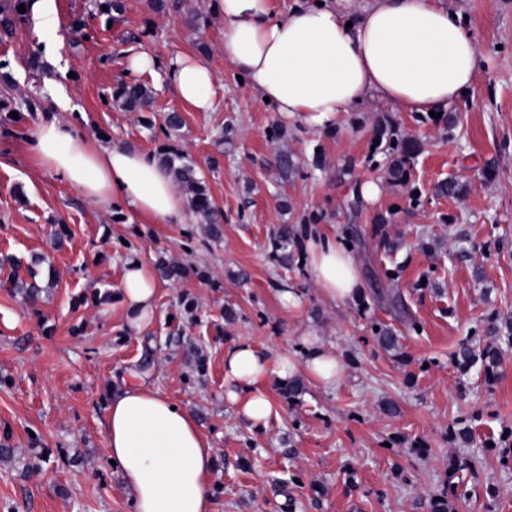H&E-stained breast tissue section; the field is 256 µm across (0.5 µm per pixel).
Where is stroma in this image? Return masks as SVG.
I'll use <instances>...</instances> for the list:
<instances>
[{"label":"stroma","instance_id":"stroma-1","mask_svg":"<svg viewBox=\"0 0 512 512\" xmlns=\"http://www.w3.org/2000/svg\"><path fill=\"white\" fill-rule=\"evenodd\" d=\"M443 2L466 16L480 46L472 92L438 118L372 102L327 131L239 83L216 0H189L192 28L155 0H122L119 14L101 0H51L56 57L39 44L32 10L0 28V65L12 77L0 83V439L13 450L0 459V512H131L105 452L109 399L130 371L196 417L215 453L213 512H430L443 493L448 512H512V466L487 447L512 428V345L491 384L453 362L495 314H512V0ZM139 54L206 64L213 110L194 111L160 72L129 70ZM133 81L152 87V111L113 106V90ZM59 86L91 140L190 154L223 224L118 217L43 170L26 134ZM169 112L184 125L167 137L159 129ZM390 125L416 141L403 181L388 173ZM279 151L298 163L284 181L269 167ZM446 179L458 195L436 194ZM367 181L380 188L369 202L357 190ZM281 224L351 231L364 302L324 300L301 258L280 266L269 239ZM60 230L57 251L50 239ZM129 258L189 270L178 283L159 279L154 313L133 334L118 300ZM14 259L35 267L37 306L2 288ZM284 283L299 289L298 308L284 302ZM381 324L397 330L401 356L379 347ZM241 337L299 360L306 341L320 342L343 374L331 388L306 383L293 401L268 379L274 412L252 429L224 395V350ZM41 451L42 473L27 476ZM455 455L479 460L457 475L465 497L447 493Z\"/></svg>","mask_w":512,"mask_h":512}]
</instances>
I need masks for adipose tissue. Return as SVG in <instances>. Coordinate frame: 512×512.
I'll list each match as a JSON object with an SVG mask.
<instances>
[{
  "label": "adipose tissue",
  "instance_id": "ef3b65f1",
  "mask_svg": "<svg viewBox=\"0 0 512 512\" xmlns=\"http://www.w3.org/2000/svg\"><path fill=\"white\" fill-rule=\"evenodd\" d=\"M224 16V58L253 91L279 113L313 129H331L349 112L376 99L402 112H441L473 89L481 65L474 34L459 12L440 0H371L348 16L334 0H294L287 15L270 0H218ZM165 80L197 111L214 105L212 71L187 58L172 59ZM27 140L39 165L77 187L93 204L145 216L158 224L186 220L184 201L154 156L122 143L92 142L68 115L69 99H56ZM304 263L321 297L356 303L362 281L350 249L313 233ZM158 281L140 260L127 263L119 298L130 331L150 319ZM304 371L329 388L343 364L335 353L309 343L303 360L270 356L239 339L224 353L226 397L254 428L266 427L274 408L262 384ZM106 455L131 494L134 512H212L214 450L193 414L158 390L127 384L108 406Z\"/></svg>",
  "mask_w": 512,
  "mask_h": 512
}]
</instances>
